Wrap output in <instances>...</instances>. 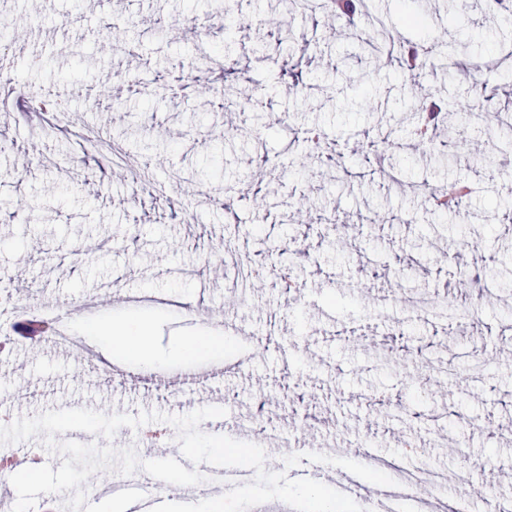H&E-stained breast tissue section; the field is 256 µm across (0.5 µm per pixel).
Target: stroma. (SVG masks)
I'll use <instances>...</instances> for the list:
<instances>
[{"label":"stroma","mask_w":512,"mask_h":512,"mask_svg":"<svg viewBox=\"0 0 512 512\" xmlns=\"http://www.w3.org/2000/svg\"><path fill=\"white\" fill-rule=\"evenodd\" d=\"M417 2L364 0L388 30L370 56L336 18L292 0H6L15 24L0 59L25 90L61 96L72 122L16 112L0 123V331L33 309L75 308L77 332L84 319L110 326L128 298L163 303L147 310L153 359L119 372L95 339L89 362L24 339L0 350V413L217 406L223 435L261 445L266 470L292 479L354 468L373 483L380 457L447 472L443 493L472 512L481 494L512 498V220L491 218L512 184L490 177L512 170V153L499 127L459 120L473 97L463 71L483 60L480 80L512 109V67L490 66L512 46V12ZM282 34L300 83L282 70ZM411 46L427 52L415 82L396 64ZM448 53L461 72L443 69ZM415 85L442 101L448 127L418 148ZM314 126L321 154L355 171L350 184L310 157L302 133ZM382 149L399 182L369 175ZM131 160L156 196L131 202ZM463 179L462 216L416 191ZM254 263L293 270L301 296L273 274L245 278ZM418 298L481 319L464 328L402 310ZM228 320L245 330L231 343L250 359L244 372L220 350L175 354ZM259 404L264 426L296 432L291 446L240 428ZM358 437L363 448L327 456ZM462 440L465 460L448 451Z\"/></svg>","instance_id":"obj_1"}]
</instances>
